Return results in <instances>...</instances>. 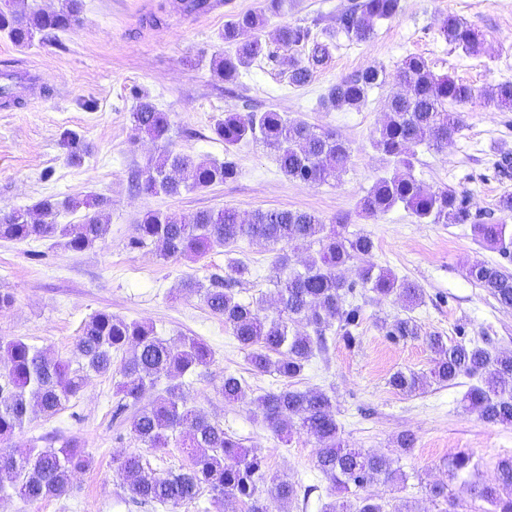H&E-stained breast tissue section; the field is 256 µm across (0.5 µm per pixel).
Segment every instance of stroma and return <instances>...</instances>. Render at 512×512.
Returning <instances> with one entry per match:
<instances>
[{"label":"stroma","instance_id":"stroma-1","mask_svg":"<svg viewBox=\"0 0 512 512\" xmlns=\"http://www.w3.org/2000/svg\"><path fill=\"white\" fill-rule=\"evenodd\" d=\"M176 0H83L79 26L71 32L36 36L26 47L0 33V61L13 60L20 104L0 110V216L33 206L43 198L97 195L110 202L105 240L73 251L54 239L25 243L0 240V291L11 293V307L0 309V337L20 338L53 357L70 359L86 321L99 312L152 324L158 336H193L212 352L209 367L183 379L190 406L223 425L227 434L263 457L269 473L287 477L297 489L313 487L307 503L292 512H322L330 502L328 481L315 466L317 445L306 434L281 440L263 423L258 399L279 389L280 378L251 371L243 349L223 318L213 314L199 295L180 290L184 280L208 281L224 271L227 257L214 248L207 257L163 259L156 246L129 249L140 216L149 210L186 217L203 210L234 208L302 210L325 222L348 218V229L370 236L373 261L398 277L420 285L423 302L412 314L422 332L448 341H490L512 350V309L501 307L465 273L476 261L498 264L502 255L477 242L467 224H421L407 210L364 217L356 203L372 185L379 161L370 146L386 119L385 102L400 90L396 70L408 54H420L435 73L471 86L476 96L459 105L463 127L444 151L419 148L413 174L429 190L451 187L472 198V210L487 223L512 225V215L497 210L512 176H500V150H512V112L486 107L481 94L512 82V0H401L398 16L377 23L373 39L355 43L338 39L329 63L307 86H290L282 65L265 57L243 71L240 85L227 89L211 72L213 53L223 49L224 24L232 16L257 11L264 0H228L224 9L194 20L178 13ZM353 0H288L287 10L268 17L258 35L276 49V32L285 24L332 27L338 12ZM454 14L478 29L483 43L469 55L444 41L440 18ZM378 65L385 83L370 91L360 109L325 111L321 94L356 71ZM36 95H29L30 82ZM146 95L170 120L169 146L195 159H224V144L213 133L225 113L243 102L275 108L330 130L347 141L351 158L336 179L321 185L289 181L273 151L263 143L239 147L233 156L234 181L178 196L135 193L133 175L144 168L155 144L135 127L132 112ZM74 132L86 147L81 159L68 160L64 132ZM251 268L236 289L239 299L273 298L272 246L244 240L237 248ZM362 320L354 344L329 333L326 355L313 358L292 389L323 390L336 398V420L352 448L396 455V439L405 431L416 437L411 452L398 455L407 476L404 489L380 482L368 490L388 512L418 501L421 512H439L422 496V485L448 480L446 464L464 451L477 470L451 481L456 512H491L470 492L474 482L490 483L499 458L512 456V424L492 425L464 410L461 399L473 380L431 384L416 395L393 389L396 371H429L434 355L420 340L387 336L383 322L407 314L397 299L361 297ZM246 380L244 395L225 401L220 386L225 374ZM116 373L87 372L81 391L55 415L35 414L18 436L41 448L77 441L92 462L74 474L68 492L28 503L0 496V512H166L157 505L127 503L126 484L114 461L139 449L126 420L114 419Z\"/></svg>","mask_w":512,"mask_h":512}]
</instances>
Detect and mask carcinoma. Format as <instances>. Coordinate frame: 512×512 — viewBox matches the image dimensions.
<instances>
[{"mask_svg": "<svg viewBox=\"0 0 512 512\" xmlns=\"http://www.w3.org/2000/svg\"><path fill=\"white\" fill-rule=\"evenodd\" d=\"M24 0H0V33L17 46L29 45L38 32H69L80 20L82 0H60L53 10H27ZM286 0H265L259 12L237 14L224 23L221 39L228 50L210 60L211 70L224 84H239L242 71L258 58L274 53L259 38L244 35L261 29L267 15L278 14ZM400 11V0H358L336 14L334 26L321 34L309 26H281L276 42L283 50L288 84L304 87L327 63L342 35L352 42H366L375 25L392 20ZM439 35L468 54H476L481 35L454 15L443 17ZM396 78L402 92L388 102L387 121L376 130L372 147L384 167L392 173L379 176L357 202V210L367 217L384 214L396 206L409 211L422 224H469L475 239L494 247L512 259V228L488 224L472 212L471 197L465 191L442 188L427 191L412 173L413 159L421 145L443 150L463 126L462 115L448 109L473 97V89L448 76L439 75L422 55H409L397 67ZM385 71L373 65L341 79L321 98L327 109L362 107L369 92L383 84ZM484 102L496 110L512 111V83H502L485 92ZM135 126L159 144L158 154L141 170L134 187L143 194L160 192L174 196L182 191L208 188L232 180L237 175L234 162L196 161L167 148L170 124L146 96L138 97L133 112ZM214 134L224 142V153L252 140H262L275 155L281 172L290 181L323 184L345 170L351 148L330 131L318 129L301 118H290L273 108L263 111L250 104L231 112L214 126ZM108 202L99 196L67 197L62 201L45 198L33 207L15 210L0 218V239L26 241L59 238L66 247L83 251L105 239L109 224L105 216ZM84 211L76 224H56L59 209ZM347 218L339 216L327 225L307 211L266 210L250 216L235 209L199 211L187 219L176 213L148 211L138 220L128 246L139 249L149 244L162 256L201 259L215 247L232 249L238 241L251 239L281 246L274 260L277 290L276 315L266 314L264 297L242 301L234 293L250 274L247 263L230 258L224 275H213L209 284L189 281L185 288L200 295L206 306L224 318V326L237 342L249 350V361L259 373L273 372L288 382L300 377L311 359L328 350L326 331L331 320L338 323L339 335L353 344L352 329L359 324L361 307L348 301L355 287L378 299L394 295L412 311L422 303L423 289L409 280L372 262L375 244L370 236L345 232ZM302 245L314 249L304 270L296 269L286 247ZM361 267L358 282H350L342 270L351 262ZM466 277L504 308H512V270L500 264L476 261ZM306 323L312 332L293 329ZM386 335L395 339L419 338V327L411 316L383 324ZM435 354L427 373L397 371L389 379L396 390L412 395L431 383L452 384L462 374L476 377L463 396L464 407L488 424H512V351L481 346L474 341L448 343L443 336L422 337ZM78 368L51 358L46 352L19 338L0 340V494L12 490L27 502L60 497L69 490L74 471L91 464V457L70 440L57 448H38L14 442L30 415L51 416L81 390L84 372L112 371V353L121 354L116 383V413L133 410L131 432L148 449L181 444L189 449L190 465L166 474L151 471L139 451L116 460L132 500L177 509L208 489L221 500H240L247 512H285L298 497L295 486L284 477L267 476L262 457L224 433V427L188 406L182 378L212 362V352L200 339L183 336L176 341L159 337L154 326L126 321L107 312L92 316L76 343ZM167 385L155 400L141 404L147 387L160 380ZM224 399L235 401L244 393V380L232 373L224 375L220 387ZM263 421L277 437L284 439L295 430L313 437L318 449L316 467L331 488L354 493V501L328 505L327 512H386L381 500L359 490L373 481L393 484L399 470L388 455L350 448L339 435L332 397L321 390L297 391L286 386L258 398ZM472 457L461 454L448 463V482L470 469ZM493 484L471 485L474 496L490 503L493 512H512V457L498 461ZM423 495L443 501L451 512L453 501L448 486L427 484Z\"/></svg>", "mask_w": 512, "mask_h": 512, "instance_id": "1", "label": "carcinoma"}]
</instances>
